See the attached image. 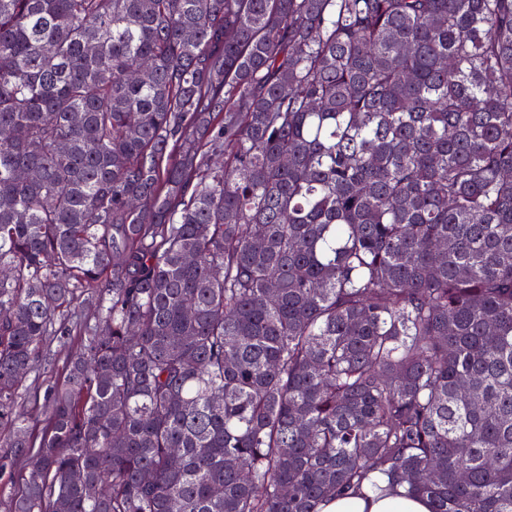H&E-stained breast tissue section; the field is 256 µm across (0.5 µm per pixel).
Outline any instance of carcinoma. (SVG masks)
Listing matches in <instances>:
<instances>
[{"label":"carcinoma","mask_w":512,"mask_h":512,"mask_svg":"<svg viewBox=\"0 0 512 512\" xmlns=\"http://www.w3.org/2000/svg\"><path fill=\"white\" fill-rule=\"evenodd\" d=\"M8 466L6 512H512V0H0ZM63 371L61 364L57 363H47L43 365L39 371V373L35 375L32 374L25 385L28 386V388L31 386H39V389L41 390V396L43 394L44 389L47 386L57 384L59 381L63 379ZM430 506L424 499L398 492L384 497H362L347 494L330 501L324 512H430Z\"/></svg>","instance_id":"obj_1"}]
</instances>
